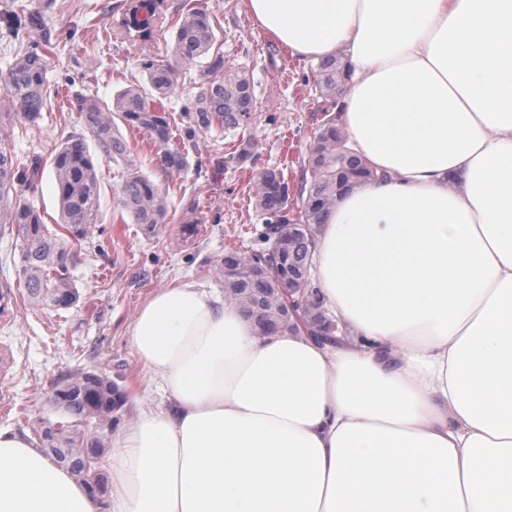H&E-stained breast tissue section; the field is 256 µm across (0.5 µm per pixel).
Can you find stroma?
I'll return each instance as SVG.
<instances>
[{
  "label": "stroma",
  "instance_id": "1",
  "mask_svg": "<svg viewBox=\"0 0 512 512\" xmlns=\"http://www.w3.org/2000/svg\"><path fill=\"white\" fill-rule=\"evenodd\" d=\"M126 3L0 0V68L30 45L26 34L8 26L21 12H42L43 33L54 47L48 105L38 124L17 117L10 101L0 96V146L22 166L40 162L29 197L48 226L60 222L53 152L68 136L84 131L73 94H91L109 106L116 91L145 84L146 63L163 64L172 55L170 34L131 42L115 27ZM191 7L206 11L219 26L225 61L253 74L256 112L248 131L256 142L253 156L242 167L231 162L235 141L220 131L187 136L183 107L195 92L198 68L185 65L166 106L172 142L186 147L188 166L169 184L168 216L156 235L145 236L131 220H119L124 166L101 156L95 159L98 224L72 271L80 294L76 304L56 310L30 301L16 275L20 239L13 231L0 234V348L12 360L4 385L13 395L9 407L0 408V428L36 432L42 420L56 417L50 400L54 385L87 370L103 372L123 391L133 384L147 389L152 405H169L131 349L129 327L140 304L177 279L220 289L218 261L225 250L261 247L263 218L255 208L254 181L271 168L282 169L291 182L299 180L319 102L306 82L312 62L296 60L258 28L244 0H165L166 18L177 20ZM189 221L197 230L187 238L180 226Z\"/></svg>",
  "mask_w": 512,
  "mask_h": 512
}]
</instances>
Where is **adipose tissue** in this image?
Returning a JSON list of instances; mask_svg holds the SVG:
<instances>
[{"label": "adipose tissue", "instance_id": "1", "mask_svg": "<svg viewBox=\"0 0 512 512\" xmlns=\"http://www.w3.org/2000/svg\"><path fill=\"white\" fill-rule=\"evenodd\" d=\"M340 56L345 147L375 173L315 235L338 331L261 333L177 280L130 326L168 407L113 434L105 497L0 429V512H512V0H246Z\"/></svg>", "mask_w": 512, "mask_h": 512}]
</instances>
